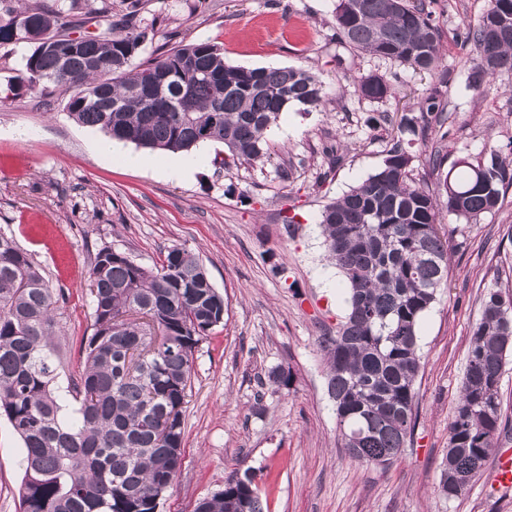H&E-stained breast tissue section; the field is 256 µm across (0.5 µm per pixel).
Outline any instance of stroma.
<instances>
[{
	"label": "stroma",
	"instance_id": "35a3bbf8",
	"mask_svg": "<svg viewBox=\"0 0 512 512\" xmlns=\"http://www.w3.org/2000/svg\"><path fill=\"white\" fill-rule=\"evenodd\" d=\"M158 31L223 48L227 64L300 67L319 77V110L282 112L267 132L274 150L253 165H222L224 146L206 148L194 176L176 183L153 169H129L95 156L92 128L71 119L59 93L8 92L31 47L0 46V232L40 267L57 303L59 386L78 375L92 333L89 270L103 246L143 266L183 247L199 255L224 296V324L191 360L183 463L159 512H194L203 498L252 470L265 512H512L486 462L470 489L437 495L448 423L463 378L472 323L486 288L512 285V187L498 211L466 224L442 213L448 284L418 326L421 368L414 435L388 465L352 461L336 426L327 364L318 342L346 313L343 275L325 255L324 206L384 163L403 115H415L434 84L429 74L354 50L332 26L337 0H145ZM488 0H430L448 71L443 111L429 114L426 140L413 141V178L448 172L460 159L512 142V75L488 93L465 84L473 56L457 37ZM376 73L391 86L381 101L359 79ZM447 137H440V130ZM343 157L330 166L325 147ZM289 372V385L269 379ZM22 442L0 417V512H21Z\"/></svg>",
	"mask_w": 512,
	"mask_h": 512
}]
</instances>
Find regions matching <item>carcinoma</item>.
<instances>
[{
	"label": "carcinoma",
	"mask_w": 512,
	"mask_h": 512,
	"mask_svg": "<svg viewBox=\"0 0 512 512\" xmlns=\"http://www.w3.org/2000/svg\"><path fill=\"white\" fill-rule=\"evenodd\" d=\"M142 9V0H129L115 15L107 0L83 11L44 0L5 8L0 45L31 46L13 91H63L77 123L118 142L171 153L221 143L240 164L265 157L266 132L288 105H322V82L311 72L229 65L209 42H179L133 63L157 24ZM92 21L97 28L89 32ZM334 26L358 51L433 75L438 87L424 104L428 113L439 109V86L448 75L439 69L440 33L431 12L410 0H339ZM43 36L69 54L68 67L43 50ZM460 37L475 52L468 87L480 92L512 74V0H489L477 25ZM151 76L167 78L179 111L165 112L132 91ZM358 88L371 100L390 93L378 74L361 77ZM407 135H425L424 116L405 117L383 166L320 216L326 256L349 290L345 322L320 347L336 424L358 463H389L414 432L418 323L448 280L442 212L476 224L498 210L512 186V160L491 147L461 161V176L449 171L439 180L441 199L411 180L415 155L405 147ZM90 282L94 323L85 367L64 397L54 387L58 299L30 254L0 233V416L23 443L22 512H156L182 463L194 350L224 325V296L185 248H169L149 268L104 246ZM148 314L164 322L165 340L152 335ZM510 352L512 293L494 286L471 328L437 487L442 498L468 490L505 432L500 381ZM195 512H264L253 472L201 500Z\"/></svg>",
	"instance_id": "obj_1"
}]
</instances>
